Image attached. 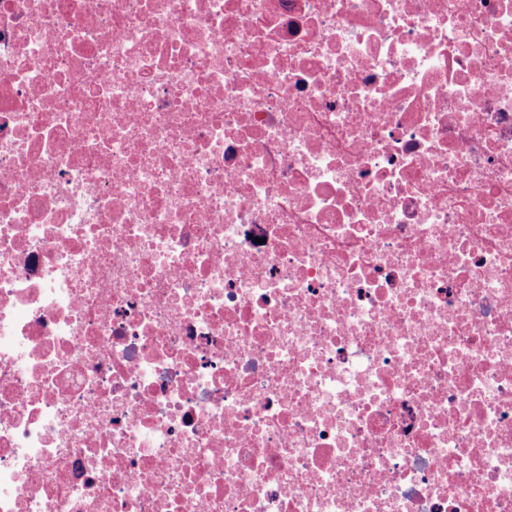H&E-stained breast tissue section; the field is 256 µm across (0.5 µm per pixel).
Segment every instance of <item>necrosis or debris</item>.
I'll list each match as a JSON object with an SVG mask.
<instances>
[{"label": "necrosis or debris", "instance_id": "necrosis-or-debris-1", "mask_svg": "<svg viewBox=\"0 0 512 512\" xmlns=\"http://www.w3.org/2000/svg\"><path fill=\"white\" fill-rule=\"evenodd\" d=\"M0 512H512V0H0Z\"/></svg>", "mask_w": 512, "mask_h": 512}]
</instances>
